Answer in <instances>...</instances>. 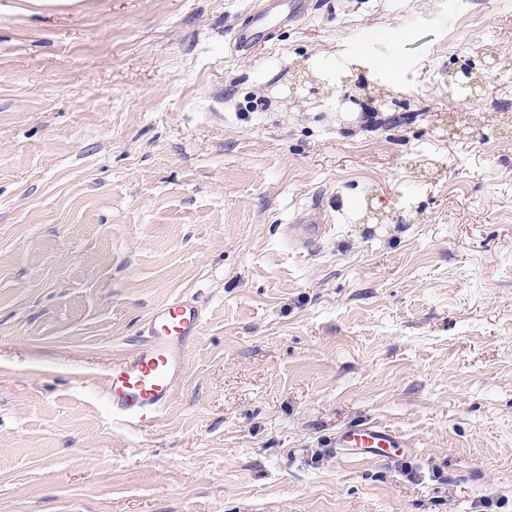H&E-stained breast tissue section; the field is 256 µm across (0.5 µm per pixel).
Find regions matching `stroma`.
<instances>
[{
	"mask_svg": "<svg viewBox=\"0 0 512 512\" xmlns=\"http://www.w3.org/2000/svg\"><path fill=\"white\" fill-rule=\"evenodd\" d=\"M256 2L0 0V512H512V0H313L241 56ZM182 294L130 427L105 373ZM365 421L411 452L336 455ZM291 226L294 232V238L300 242V246H310L315 244L325 236L330 225L324 224L325 221L320 217L318 207H310L300 212ZM203 323V309L187 295L153 309L141 326L139 347L113 363L105 378L112 417L140 428L157 421L184 377Z\"/></svg>",
	"mask_w": 512,
	"mask_h": 512,
	"instance_id": "obj_1",
	"label": "stroma"
}]
</instances>
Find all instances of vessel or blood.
<instances>
[{"mask_svg": "<svg viewBox=\"0 0 512 512\" xmlns=\"http://www.w3.org/2000/svg\"><path fill=\"white\" fill-rule=\"evenodd\" d=\"M309 9V0H260L235 35L233 50L250 52ZM327 229L315 206L300 212L292 227L295 240L304 246L321 240ZM203 323L202 308L186 295L153 309L141 326L139 347L113 364L105 378V398L113 417L138 427L157 421L184 377L189 347L200 336ZM332 445L340 456L373 460L388 449L409 447L410 442L385 424L365 422L337 433Z\"/></svg>", "mask_w": 512, "mask_h": 512, "instance_id": "b4317fda", "label": "vessel or blood"}]
</instances>
